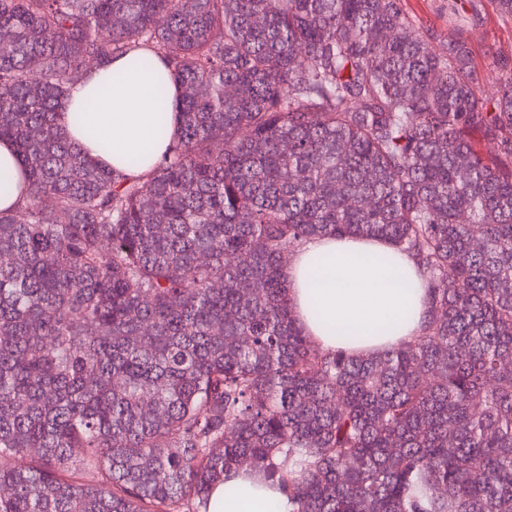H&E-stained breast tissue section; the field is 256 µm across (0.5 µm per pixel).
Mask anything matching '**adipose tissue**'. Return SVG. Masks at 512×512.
<instances>
[{
    "mask_svg": "<svg viewBox=\"0 0 512 512\" xmlns=\"http://www.w3.org/2000/svg\"><path fill=\"white\" fill-rule=\"evenodd\" d=\"M121 72L112 82L94 72L77 85L69 105L81 109L79 124H67L74 141L107 167L126 170L130 156L153 160L168 141L155 128L159 74L136 69L127 58L113 61ZM108 153H101V143ZM25 187L10 143L0 142V209L20 206ZM286 273L288 298L305 331L326 349L356 354L382 351L419 336L425 312V282L415 263L391 246L361 238L317 237L299 248ZM281 487L243 470L226 473L213 487L208 512H289Z\"/></svg>",
    "mask_w": 512,
    "mask_h": 512,
    "instance_id": "adipose-tissue-1",
    "label": "adipose tissue"
}]
</instances>
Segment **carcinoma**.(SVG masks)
Returning <instances> with one entry per match:
<instances>
[{
    "label": "carcinoma",
    "instance_id": "obj_1",
    "mask_svg": "<svg viewBox=\"0 0 512 512\" xmlns=\"http://www.w3.org/2000/svg\"><path fill=\"white\" fill-rule=\"evenodd\" d=\"M458 15L0 0L28 187L0 210V512H208L241 468L292 512H512V62L487 94ZM127 55L165 69L161 137L180 116L142 176L60 123ZM323 235L412 257L419 336L353 356L303 332L283 254Z\"/></svg>",
    "mask_w": 512,
    "mask_h": 512
}]
</instances>
